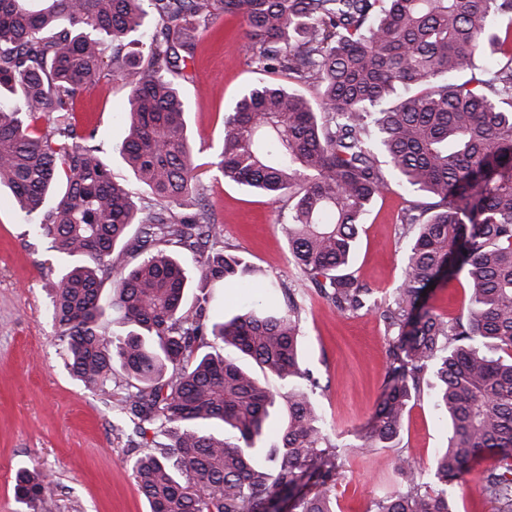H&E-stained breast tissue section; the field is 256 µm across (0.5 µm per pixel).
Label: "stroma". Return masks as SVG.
Here are the masks:
<instances>
[{"label": "stroma", "mask_w": 512, "mask_h": 512, "mask_svg": "<svg viewBox=\"0 0 512 512\" xmlns=\"http://www.w3.org/2000/svg\"><path fill=\"white\" fill-rule=\"evenodd\" d=\"M175 81L189 108L187 129L204 200L225 251L246 259L252 280L287 283L302 305L303 366L320 384L313 401L341 453L336 501L340 512H367L376 498L396 489L397 453L429 462L448 434L429 389L410 405L398 448L358 447V431L375 411L387 370L390 341L380 312L403 276L408 239L399 218L409 196L393 185L383 189L360 232L353 270L372 288L377 310L338 313L296 267L281 232L279 205L225 181L213 165L224 114L240 93L261 81L285 85L288 77L257 71L239 21L222 16L202 34L194 59ZM128 95L122 80L106 75L77 97L75 112L81 129L111 160L113 178L133 187L137 181L117 152L126 136L122 112ZM61 265L49 239L36 234L12 197L1 193L0 512H26L14 484L17 469L30 463L58 487L48 512H149L132 468L149 445L129 447L112 429L111 402L86 390L65 366L49 304V283ZM206 293L228 315L250 302L235 284L211 288L195 279L186 307Z\"/></svg>", "instance_id": "stroma-1"}]
</instances>
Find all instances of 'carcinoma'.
<instances>
[{
    "label": "carcinoma",
    "instance_id": "carcinoma-1",
    "mask_svg": "<svg viewBox=\"0 0 512 512\" xmlns=\"http://www.w3.org/2000/svg\"><path fill=\"white\" fill-rule=\"evenodd\" d=\"M223 15L244 23L262 70L316 89L318 101L253 85L224 115L215 166L287 202L288 250L337 312L376 308L351 271L375 197L391 183L413 196L400 217L403 277L381 312L391 335L383 391L358 447H390L430 378L448 441L427 469L397 454L398 489L369 512H452L444 486L466 484L486 455L494 464L479 473L480 493L493 512H512V0H0V189L64 261L50 307L71 374L116 397L133 423L128 442L164 438L133 465L150 512H268L278 500L288 512H335L337 445L312 400L319 383L302 368L291 288L262 290L280 291L284 309L261 300L226 320L203 296L189 312L191 280L170 250L191 252L205 283L249 273L216 249L208 205L181 211L203 187L171 76ZM105 70L129 87L118 152L150 191L147 205L112 179L74 117L75 98ZM459 275L466 314L425 306ZM109 310L124 328L110 342ZM227 347L288 391L270 392ZM15 494L42 512L56 486L22 467Z\"/></svg>",
    "mask_w": 512,
    "mask_h": 512
}]
</instances>
